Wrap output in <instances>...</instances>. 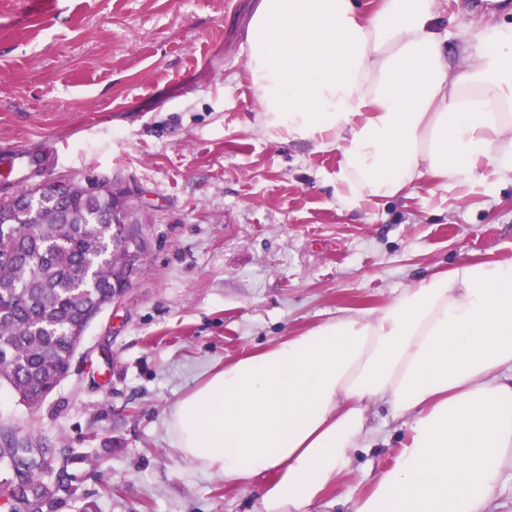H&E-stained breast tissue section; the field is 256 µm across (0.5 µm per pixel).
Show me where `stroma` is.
I'll return each mask as SVG.
<instances>
[{"mask_svg":"<svg viewBox=\"0 0 512 512\" xmlns=\"http://www.w3.org/2000/svg\"><path fill=\"white\" fill-rule=\"evenodd\" d=\"M255 0H0V144L54 146L48 177L128 190L146 242L123 302L89 326L70 373L38 407L0 387V430L74 457L98 512H252L257 485L228 486L174 456L164 412L202 374L463 260L512 261V183L347 209L340 156L250 129L244 69ZM449 44L491 21L444 0ZM356 453L318 512H346L401 451Z\"/></svg>","mask_w":512,"mask_h":512,"instance_id":"1","label":"stroma"}]
</instances>
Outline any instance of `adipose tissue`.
<instances>
[{"label":"adipose tissue","instance_id":"1","mask_svg":"<svg viewBox=\"0 0 512 512\" xmlns=\"http://www.w3.org/2000/svg\"><path fill=\"white\" fill-rule=\"evenodd\" d=\"M439 17L440 0H258L254 133L336 150L348 206L512 181V25L462 40L454 65ZM379 403L407 440L351 512H490L512 470V261L459 262L244 353L165 424L195 470L258 484L255 512H312L376 443Z\"/></svg>","mask_w":512,"mask_h":512}]
</instances>
